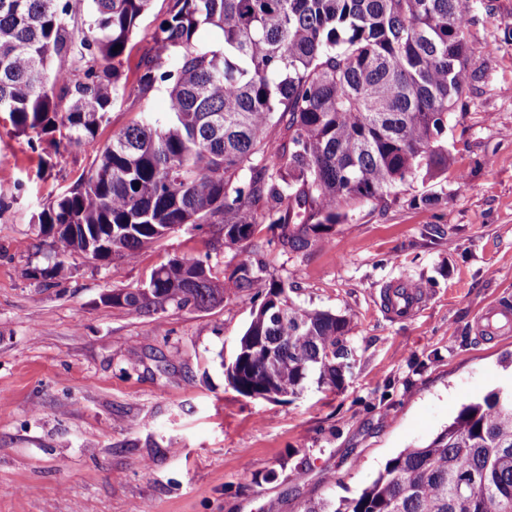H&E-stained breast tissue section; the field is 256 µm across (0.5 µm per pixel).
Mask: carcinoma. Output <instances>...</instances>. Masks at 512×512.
<instances>
[{
  "mask_svg": "<svg viewBox=\"0 0 512 512\" xmlns=\"http://www.w3.org/2000/svg\"><path fill=\"white\" fill-rule=\"evenodd\" d=\"M152 0H0V112L32 149L95 135L126 92L122 57ZM464 0H171L137 64L131 93L167 87L164 121L112 132L88 173L31 215L54 255L96 246L99 261H138L182 229L235 251L174 256L112 306L205 310L227 289L252 293L251 320L225 366L229 384L278 401L339 388L353 348L344 315L296 305L255 256L303 250L338 223L340 202H374L448 171V120L474 80ZM219 35L203 46L198 32ZM121 46L114 51L115 46ZM285 124L282 141L270 130ZM303 512H512V387L462 405L424 445L387 460L354 497Z\"/></svg>",
  "mask_w": 512,
  "mask_h": 512,
  "instance_id": "obj_1",
  "label": "carcinoma"
}]
</instances>
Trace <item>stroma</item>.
I'll return each mask as SVG.
<instances>
[{"instance_id": "obj_1", "label": "stroma", "mask_w": 512, "mask_h": 512, "mask_svg": "<svg viewBox=\"0 0 512 512\" xmlns=\"http://www.w3.org/2000/svg\"><path fill=\"white\" fill-rule=\"evenodd\" d=\"M169 0H154L122 61L127 78ZM476 75L448 121L452 164L348 218L302 251L267 246L293 300L350 317L354 363L341 389L278 403L225 377L251 320L248 297L207 309L137 314L104 302L150 269L202 250L176 232L137 262L53 260L32 211L87 173L112 131L167 94L120 96L95 136L44 155L0 119V512H302L309 496L368 486L386 461L431 440L461 406L512 385V333L474 323L512 301V0H465ZM433 204H423V197ZM60 263L51 279L23 266ZM422 283L417 317H387V284Z\"/></svg>"}]
</instances>
